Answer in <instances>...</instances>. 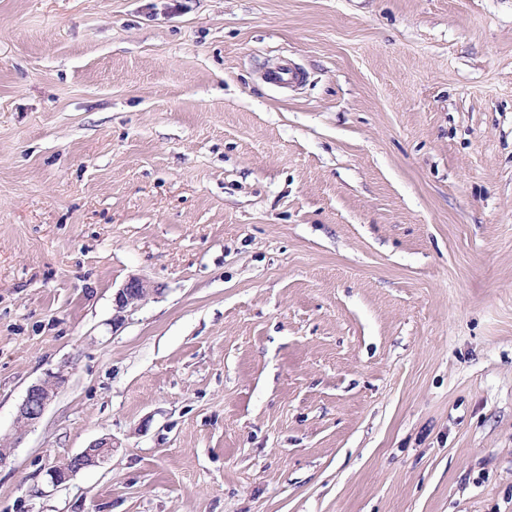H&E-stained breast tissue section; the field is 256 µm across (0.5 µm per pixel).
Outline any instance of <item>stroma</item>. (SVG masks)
<instances>
[{"label":"stroma","instance_id":"1","mask_svg":"<svg viewBox=\"0 0 512 512\" xmlns=\"http://www.w3.org/2000/svg\"><path fill=\"white\" fill-rule=\"evenodd\" d=\"M1 445L0 512H512V0H0ZM151 292H153V289L149 287L146 281L139 277H130L115 294L114 303L117 312L115 321L121 320V313H124L128 308L135 309L138 307ZM65 379V375L61 371L49 370L27 389L18 411L17 422L20 427L26 428L42 418L48 404L55 397ZM114 448H116V446L112 438L103 437L95 440L79 454L68 458L66 462L60 465L50 468L49 475L51 482L55 485L66 483L80 470L95 466L111 457Z\"/></svg>","mask_w":512,"mask_h":512}]
</instances>
